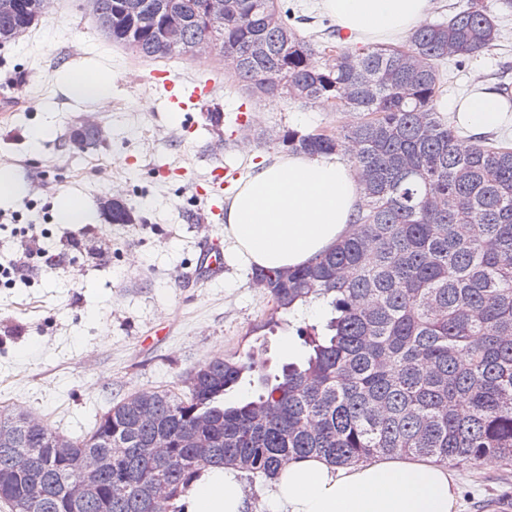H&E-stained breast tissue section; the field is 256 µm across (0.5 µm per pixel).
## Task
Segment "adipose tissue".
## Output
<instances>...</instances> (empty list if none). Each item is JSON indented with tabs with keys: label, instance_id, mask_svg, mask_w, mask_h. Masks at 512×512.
Returning a JSON list of instances; mask_svg holds the SVG:
<instances>
[{
	"label": "adipose tissue",
	"instance_id": "obj_1",
	"mask_svg": "<svg viewBox=\"0 0 512 512\" xmlns=\"http://www.w3.org/2000/svg\"><path fill=\"white\" fill-rule=\"evenodd\" d=\"M337 25L373 40L420 26L431 0H323ZM359 189L334 157L282 156L257 168L233 196L224 232L245 265L307 264L350 229ZM274 512H457L455 477L427 458L376 457L338 468L317 458L289 462L267 482ZM179 502L185 512H247L236 471L209 466Z\"/></svg>",
	"mask_w": 512,
	"mask_h": 512
}]
</instances>
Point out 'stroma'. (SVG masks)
<instances>
[{"instance_id": "stroma-1", "label": "stroma", "mask_w": 512, "mask_h": 512, "mask_svg": "<svg viewBox=\"0 0 512 512\" xmlns=\"http://www.w3.org/2000/svg\"><path fill=\"white\" fill-rule=\"evenodd\" d=\"M279 5L304 36L332 42L340 32L320 0ZM494 21V46L445 63L437 102L444 118L456 119L459 103L479 89L512 93V12L495 11ZM159 69L209 81L205 110H172L152 80ZM72 71L109 78L108 100L75 96ZM211 112L222 113L220 126L209 122ZM359 119L283 97L250 99L214 54L140 58L102 35L86 0H49L39 22L0 49V171L12 182L0 185V212L13 218L0 227V258L13 255L30 224L53 252L79 238L81 255L41 266L32 287L0 288V408L37 416L50 432L75 439L135 391L180 388L205 360L248 353L275 373L298 357L297 330L324 324L331 316L325 302L279 313L268 325L269 298L229 247L218 280L185 276L202 244L224 237L196 188L214 166L246 175L278 155L282 129ZM85 122L103 132L95 146L72 137ZM105 198L125 203L136 223H110ZM67 202L92 215L93 236H84V222L61 219ZM453 472L460 512H494L495 499L512 497V466L488 460Z\"/></svg>"}]
</instances>
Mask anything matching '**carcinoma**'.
<instances>
[{"label": "carcinoma", "mask_w": 512, "mask_h": 512, "mask_svg": "<svg viewBox=\"0 0 512 512\" xmlns=\"http://www.w3.org/2000/svg\"><path fill=\"white\" fill-rule=\"evenodd\" d=\"M160 1L188 19L186 39L236 54L251 95L361 112L351 126L277 134L290 153L346 157L360 205L349 234L314 261L253 275L270 316L322 299L332 317L299 329L305 356L277 375L249 354L214 359L185 376L181 393L135 391L101 413L73 439L82 464L108 437L122 447L98 492L76 505L52 433L1 411L16 435L0 445V499L28 503L24 512H184L176 500L215 463L264 476L312 456L338 467L394 455L512 465V144L464 139L436 110L440 63L495 42L489 5L470 0L401 45L338 46L322 65L325 43L289 26L278 0H230L222 22L204 0H144L141 57L179 56L149 36ZM21 4L0 15V42L35 25L47 0ZM277 74L278 89L257 82ZM246 376L256 396L225 402ZM35 480L42 492L31 501Z\"/></svg>", "instance_id": "obj_1"}]
</instances>
